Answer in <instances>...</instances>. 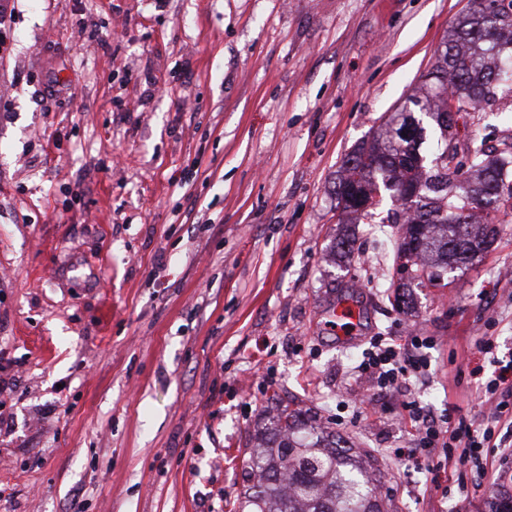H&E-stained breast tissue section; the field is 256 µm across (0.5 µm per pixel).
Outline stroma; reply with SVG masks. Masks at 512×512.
Instances as JSON below:
<instances>
[{
	"label": "stroma",
	"instance_id": "35a3bbf8",
	"mask_svg": "<svg viewBox=\"0 0 512 512\" xmlns=\"http://www.w3.org/2000/svg\"><path fill=\"white\" fill-rule=\"evenodd\" d=\"M470 0H9L0 52V512H233L279 394L374 452L396 512L499 485L398 459L349 400L374 337H429L411 389L483 423L512 360V223L392 306L391 224L347 225L343 160L416 93ZM512 130V93L457 117ZM353 230V257L330 246ZM351 301L354 337L327 327ZM494 337L492 352L480 347Z\"/></svg>",
	"mask_w": 512,
	"mask_h": 512
}]
</instances>
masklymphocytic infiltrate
Instances as JSON below:
<instances>
[{"mask_svg":"<svg viewBox=\"0 0 512 512\" xmlns=\"http://www.w3.org/2000/svg\"><path fill=\"white\" fill-rule=\"evenodd\" d=\"M428 343V338L419 336L407 343L392 338L375 339L357 370L371 384L398 398L401 416L411 427L410 460L427 462L440 455L454 463L461 475L472 468L485 469L494 451L512 448V364L503 365L498 377L486 385L491 395L492 416L508 428L507 433L501 435L474 426L462 417L434 415L418 400L403 395L401 381L417 375L423 368L421 351Z\"/></svg>","mask_w":512,"mask_h":512,"instance_id":"f902f5d3","label":"lymphocytic infiltrate"}]
</instances>
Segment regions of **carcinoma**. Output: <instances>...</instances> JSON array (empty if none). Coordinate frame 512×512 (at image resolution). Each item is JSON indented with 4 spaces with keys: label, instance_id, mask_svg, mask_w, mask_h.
Listing matches in <instances>:
<instances>
[{
    "label": "carcinoma",
    "instance_id": "1",
    "mask_svg": "<svg viewBox=\"0 0 512 512\" xmlns=\"http://www.w3.org/2000/svg\"><path fill=\"white\" fill-rule=\"evenodd\" d=\"M495 2L492 11L472 10L457 19L421 95L390 116L382 139L360 146L342 164L338 200L358 175L397 200L405 186L417 190L411 205H400L386 221L375 218L373 208L362 214L352 205L342 208L368 224L399 225L398 257L411 270L398 282L402 289L441 279L488 251L500 225L512 218V193L499 198L512 165V136L499 141L493 157L482 143L461 151L451 138L453 115L481 110L494 86L512 82V72L499 63L503 49L512 48V0ZM407 124L415 132L410 140L399 136ZM429 135L435 147L424 154ZM258 440L247 460L257 490L237 512H387L378 495V457L315 430L301 410L277 412Z\"/></svg>",
    "mask_w": 512,
    "mask_h": 512
}]
</instances>
